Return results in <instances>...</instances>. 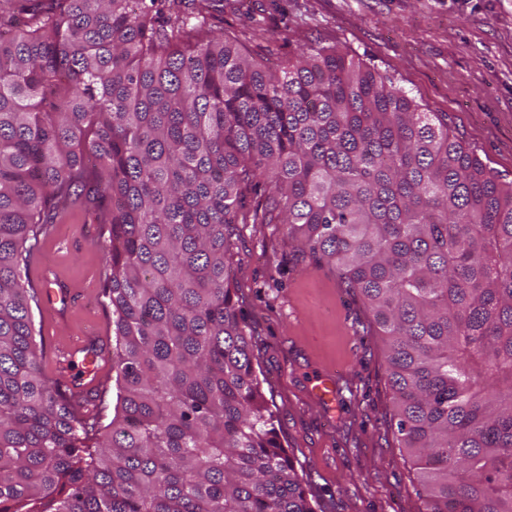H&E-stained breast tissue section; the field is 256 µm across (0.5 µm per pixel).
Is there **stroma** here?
Masks as SVG:
<instances>
[{
	"label": "stroma",
	"mask_w": 512,
	"mask_h": 512,
	"mask_svg": "<svg viewBox=\"0 0 512 512\" xmlns=\"http://www.w3.org/2000/svg\"><path fill=\"white\" fill-rule=\"evenodd\" d=\"M224 28L268 66L317 43L374 68L488 167L512 180V0H224ZM288 44L278 47L280 32ZM236 297L281 442L310 474L325 512H419L416 468L391 425L385 344L361 298L314 265L278 224H232ZM107 236L80 198L33 264L72 292L68 311L35 312L43 366L80 336L112 337L102 289ZM335 369V411L311 400L310 376Z\"/></svg>",
	"instance_id": "35a3bbf8"
}]
</instances>
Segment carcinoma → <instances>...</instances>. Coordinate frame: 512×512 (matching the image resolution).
Segmentation results:
<instances>
[{"mask_svg":"<svg viewBox=\"0 0 512 512\" xmlns=\"http://www.w3.org/2000/svg\"><path fill=\"white\" fill-rule=\"evenodd\" d=\"M0 10V512H322L232 288L282 224L371 311L422 512H512V181L334 48L268 68L222 0ZM109 225L112 418L41 366L29 277L69 200Z\"/></svg>","mask_w":512,"mask_h":512,"instance_id":"cac0c4a2","label":"carcinoma"}]
</instances>
